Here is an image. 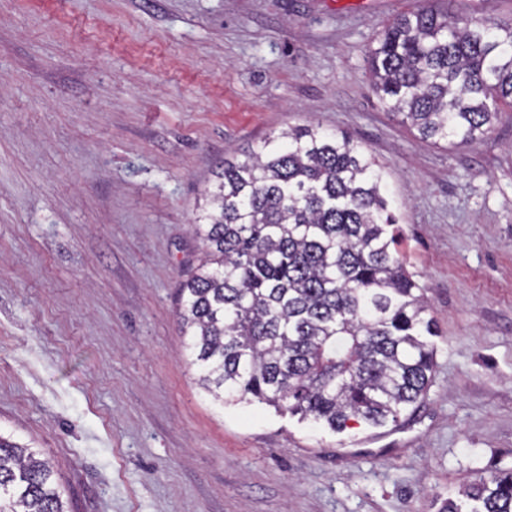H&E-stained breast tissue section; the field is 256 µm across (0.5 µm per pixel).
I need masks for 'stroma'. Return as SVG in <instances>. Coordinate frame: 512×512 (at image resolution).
Wrapping results in <instances>:
<instances>
[{"instance_id": "stroma-1", "label": "stroma", "mask_w": 512, "mask_h": 512, "mask_svg": "<svg viewBox=\"0 0 512 512\" xmlns=\"http://www.w3.org/2000/svg\"><path fill=\"white\" fill-rule=\"evenodd\" d=\"M426 0H0V433L72 512H438L512 466V112L433 146L375 95ZM317 125L384 168L436 370L395 435L198 386L176 320L219 164Z\"/></svg>"}]
</instances>
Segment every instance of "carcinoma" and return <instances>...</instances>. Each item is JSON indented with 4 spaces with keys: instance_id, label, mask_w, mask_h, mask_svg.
<instances>
[{
    "instance_id": "1",
    "label": "carcinoma",
    "mask_w": 512,
    "mask_h": 512,
    "mask_svg": "<svg viewBox=\"0 0 512 512\" xmlns=\"http://www.w3.org/2000/svg\"><path fill=\"white\" fill-rule=\"evenodd\" d=\"M368 69L421 140L469 146L512 110V25L421 8L384 29ZM207 196L177 321L213 400L265 403L333 432L415 411L433 379L434 323L375 159L298 127L224 162ZM461 495L470 512H512V469L478 474ZM0 512H69L50 462L1 435Z\"/></svg>"
}]
</instances>
